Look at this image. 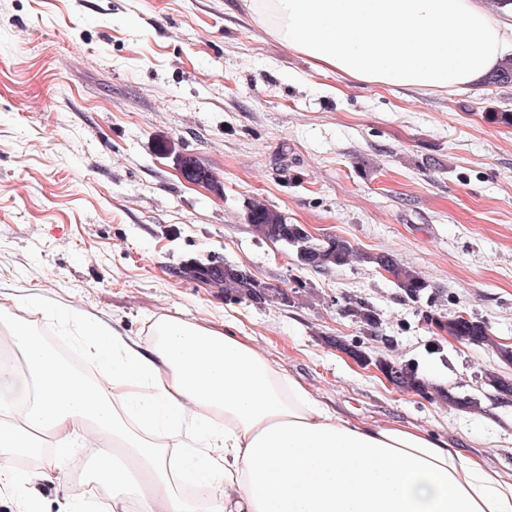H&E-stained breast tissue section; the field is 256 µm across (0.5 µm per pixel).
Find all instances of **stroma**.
<instances>
[{"label":"stroma","instance_id":"35a3bbf8","mask_svg":"<svg viewBox=\"0 0 512 512\" xmlns=\"http://www.w3.org/2000/svg\"><path fill=\"white\" fill-rule=\"evenodd\" d=\"M501 110L512 86L415 91L317 73L233 0H0V292L48 300L32 319L54 337L71 304L145 345L156 317L224 324L350 420L429 430L512 473V399L481 383L512 365L435 340L422 304L376 268L300 267L246 220L259 198L288 223L392 254L439 312L478 314L510 346L512 127L485 119ZM185 156L223 195L180 174ZM219 259L315 295L233 302L173 274ZM346 297L379 314L373 355L415 362L481 411L397 391L338 350L359 334L336 305ZM92 469L85 449L69 481L40 484L49 512L93 490Z\"/></svg>","mask_w":512,"mask_h":512}]
</instances>
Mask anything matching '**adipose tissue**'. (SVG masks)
I'll list each match as a JSON object with an SVG mask.
<instances>
[{"mask_svg":"<svg viewBox=\"0 0 512 512\" xmlns=\"http://www.w3.org/2000/svg\"><path fill=\"white\" fill-rule=\"evenodd\" d=\"M253 20L324 72L417 91L467 89L512 50V21L484 0H241ZM73 327L87 378L28 321L0 366V499L43 512L13 458L55 440L44 479L78 451L109 512H512V475L429 431L358 424L252 338L178 316L141 345L83 309Z\"/></svg>","mask_w":512,"mask_h":512,"instance_id":"adipose-tissue-1","label":"adipose tissue"}]
</instances>
